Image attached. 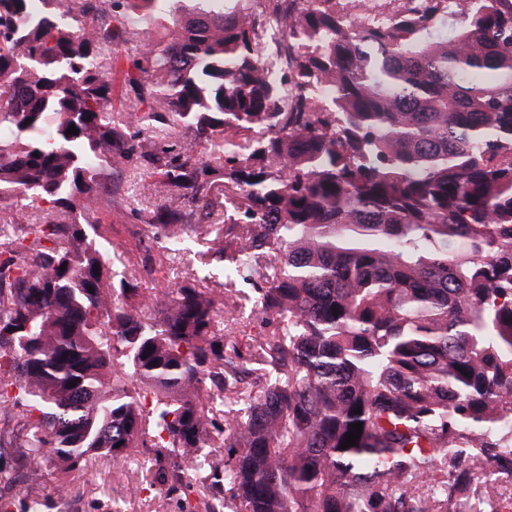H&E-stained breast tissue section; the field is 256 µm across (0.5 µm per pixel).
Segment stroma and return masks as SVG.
<instances>
[{
	"mask_svg": "<svg viewBox=\"0 0 512 512\" xmlns=\"http://www.w3.org/2000/svg\"><path fill=\"white\" fill-rule=\"evenodd\" d=\"M110 180L112 210L100 214V232L112 244V264L136 278L141 294L149 302L147 314H157L168 302L176 281L197 279L225 302L219 321L222 334L251 345L271 333V326L265 324L250 299V287L226 289L222 264L211 257L223 214H216L209 224L186 225V252L170 254L163 248L159 234L146 225L165 199L157 176L133 161L111 171ZM157 454L154 448H134L122 460L95 457L81 467L65 470L43 452L38 462L44 476L32 485L25 479L29 464L26 451L15 448L0 456V466L17 474L11 486L0 489V495L10 499L11 512H182V503L175 494L136 490L148 475L146 461Z\"/></svg>",
	"mask_w": 512,
	"mask_h": 512,
	"instance_id": "35a3bbf8",
	"label": "stroma"
}]
</instances>
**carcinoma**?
I'll return each instance as SVG.
<instances>
[{"label":"carcinoma","instance_id":"obj_1","mask_svg":"<svg viewBox=\"0 0 512 512\" xmlns=\"http://www.w3.org/2000/svg\"><path fill=\"white\" fill-rule=\"evenodd\" d=\"M269 2L0 0V206L47 205L0 252V450L76 468L161 448L144 489L184 512H457L482 469L512 478V0L385 21ZM123 36L140 48L115 113ZM170 117L202 156L139 137ZM134 158L160 175L166 250L224 211L214 254L274 326L261 394L222 424L206 407L253 357L215 332L223 302L176 282L147 316L89 220ZM283 30L280 27H268L264 31V54L269 62L279 64L283 58Z\"/></svg>","mask_w":512,"mask_h":512}]
</instances>
